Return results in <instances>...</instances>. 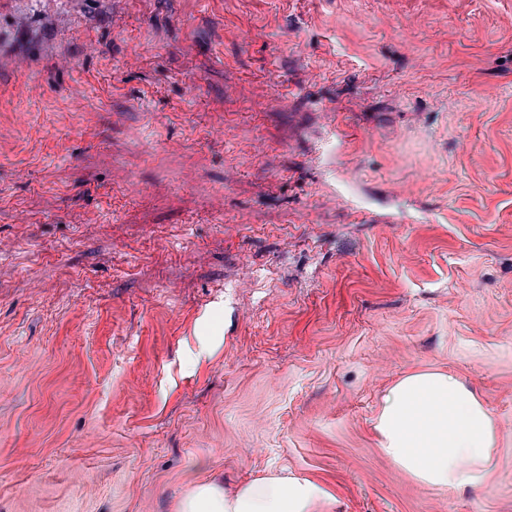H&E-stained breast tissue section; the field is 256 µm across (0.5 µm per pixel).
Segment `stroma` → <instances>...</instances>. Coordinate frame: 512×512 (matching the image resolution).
Segmentation results:
<instances>
[{"label": "stroma", "mask_w": 512, "mask_h": 512, "mask_svg": "<svg viewBox=\"0 0 512 512\" xmlns=\"http://www.w3.org/2000/svg\"><path fill=\"white\" fill-rule=\"evenodd\" d=\"M479 488L381 451L406 375ZM512 512V0H0V512ZM384 454L432 489L477 488L495 445L485 404L440 371L400 379L374 421ZM321 488L307 479L268 474L233 492L214 480L196 485L182 499L180 512H314Z\"/></svg>", "instance_id": "1"}]
</instances>
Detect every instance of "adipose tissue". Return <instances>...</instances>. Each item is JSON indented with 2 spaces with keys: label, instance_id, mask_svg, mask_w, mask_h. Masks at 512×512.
Wrapping results in <instances>:
<instances>
[{
  "label": "adipose tissue",
  "instance_id": "adipose-tissue-1",
  "mask_svg": "<svg viewBox=\"0 0 512 512\" xmlns=\"http://www.w3.org/2000/svg\"><path fill=\"white\" fill-rule=\"evenodd\" d=\"M384 454L432 489L480 486L495 445L485 404L451 374L405 376L374 421ZM321 488L307 479L268 474L227 491L216 481L196 485L179 512H313Z\"/></svg>",
  "mask_w": 512,
  "mask_h": 512
}]
</instances>
